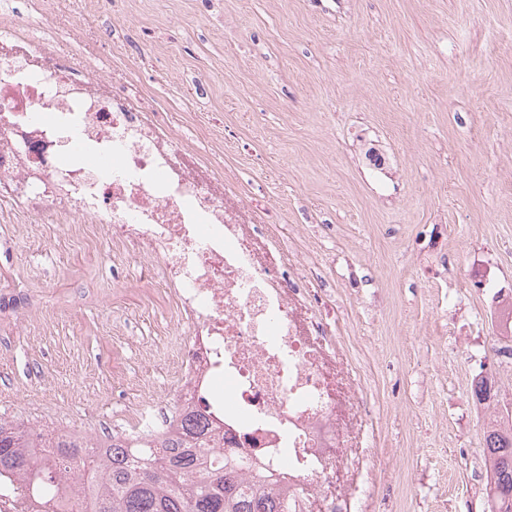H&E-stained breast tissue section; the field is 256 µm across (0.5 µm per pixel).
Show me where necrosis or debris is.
I'll return each mask as SVG.
<instances>
[{"label":"necrosis or debris","instance_id":"1","mask_svg":"<svg viewBox=\"0 0 512 512\" xmlns=\"http://www.w3.org/2000/svg\"><path fill=\"white\" fill-rule=\"evenodd\" d=\"M215 169L144 106L136 80L108 90L0 14L6 200L97 225L114 248L156 260L185 327L173 350L180 409L208 416L213 447L277 469L294 512H347L336 479L360 465L349 443L360 405L338 387L323 327L300 317L299 289L277 275L275 245L258 243Z\"/></svg>","mask_w":512,"mask_h":512}]
</instances>
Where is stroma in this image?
I'll return each instance as SVG.
<instances>
[{"instance_id": "35a3bbf8", "label": "stroma", "mask_w": 512, "mask_h": 512, "mask_svg": "<svg viewBox=\"0 0 512 512\" xmlns=\"http://www.w3.org/2000/svg\"><path fill=\"white\" fill-rule=\"evenodd\" d=\"M221 157L367 401L359 512H487L512 415V0H0ZM379 152L373 164L368 150ZM153 260L0 202V417L104 441L181 331ZM492 377L498 395L477 401Z\"/></svg>"}]
</instances>
